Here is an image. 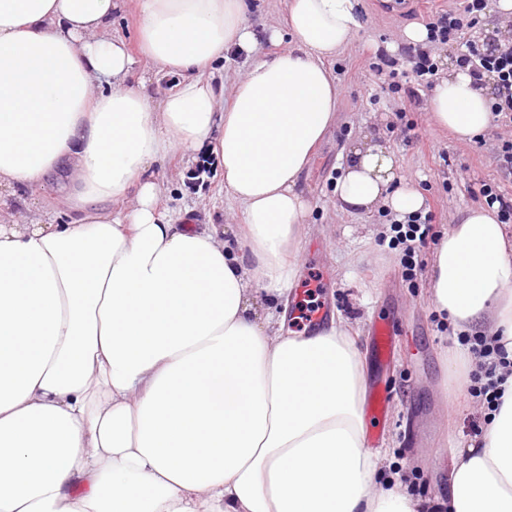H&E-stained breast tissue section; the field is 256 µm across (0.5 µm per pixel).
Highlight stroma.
I'll list each match as a JSON object with an SVG mask.
<instances>
[{
	"label": "stroma",
	"mask_w": 512,
	"mask_h": 512,
	"mask_svg": "<svg viewBox=\"0 0 512 512\" xmlns=\"http://www.w3.org/2000/svg\"><path fill=\"white\" fill-rule=\"evenodd\" d=\"M448 5L449 0H431L424 9L408 11L390 8L383 0H364L363 29L330 62L339 88L337 120L302 178L311 211L296 256L298 284L320 282L322 303L355 333L368 386L390 391L388 416L370 446L384 460L378 489L401 483L412 495L424 497L441 489L453 454L473 440V426L484 416L480 405L454 394L475 362L448 330L446 318L431 307L427 268L459 212L484 206L482 183L497 181L512 197V180L503 179L496 166L497 137L512 130L495 125L481 142L456 141L432 126L426 108L407 107L405 94L380 89L371 64L377 50L400 44L406 26L426 24ZM286 15V0H250L247 20L259 38L258 54L280 51V44L270 42L268 35L285 30ZM373 123L394 151L403 181L422 194L424 210L434 216L435 238L419 248L412 275L401 264L403 251L395 246L397 232L387 210L349 215L336 207L333 188L343 158ZM196 167L191 156L179 154L154 165V176L164 188L163 208H190L194 224L223 225L225 238L235 239V219L219 203L223 170L211 168L200 182L193 177ZM56 196L52 182L24 206L2 193L0 224L19 216L34 223H66ZM378 318L388 319L395 328L394 353L386 364L377 361L369 334Z\"/></svg>",
	"instance_id": "35a3bbf8"
}]
</instances>
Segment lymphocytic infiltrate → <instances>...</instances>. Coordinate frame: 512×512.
<instances>
[{
  "mask_svg": "<svg viewBox=\"0 0 512 512\" xmlns=\"http://www.w3.org/2000/svg\"><path fill=\"white\" fill-rule=\"evenodd\" d=\"M486 8V0H458L457 5L439 13L428 22L430 40L425 46H405L402 59L378 54L372 65L376 73L386 74L389 81L404 79L409 85V96L413 103H421L422 91L431 89L439 67L436 53L441 47L457 44L460 65L469 67L476 86H484L493 80L497 89L494 105L496 116L503 123L512 124V37L506 44L493 51L479 48L464 40L466 30L475 27ZM406 61V69H399V61ZM462 343L474 356L477 368L472 374L469 392L488 411H496L503 397L502 387L512 375V360L508 359L503 345L494 337L466 336Z\"/></svg>",
  "mask_w": 512,
  "mask_h": 512,
  "instance_id": "lymphocytic-infiltrate-1",
  "label": "lymphocytic infiltrate"
}]
</instances>
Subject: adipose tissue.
Returning a JSON list of instances; mask_svg holds the SVG:
<instances>
[{
    "label": "adipose tissue",
    "instance_id": "obj_1",
    "mask_svg": "<svg viewBox=\"0 0 512 512\" xmlns=\"http://www.w3.org/2000/svg\"><path fill=\"white\" fill-rule=\"evenodd\" d=\"M116 8L0 0V188L54 179L69 213L0 224V512H512V377L439 494L381 492L350 330L257 317L297 281L301 176L336 122L327 61L362 29L360 0H287L292 41L270 58L246 0H138L141 56L179 78L157 106L125 83L141 56L109 35ZM235 50L252 58L225 98L204 73ZM494 100L454 63L427 105L436 128L471 141ZM205 146L244 252L223 225L160 208L153 164ZM398 178L365 132L336 205L406 221L423 197ZM427 280L456 328L512 353V232L494 211L460 213Z\"/></svg>",
    "mask_w": 512,
    "mask_h": 512
}]
</instances>
